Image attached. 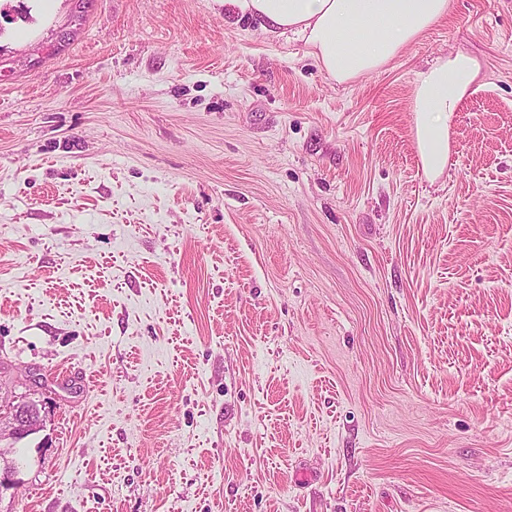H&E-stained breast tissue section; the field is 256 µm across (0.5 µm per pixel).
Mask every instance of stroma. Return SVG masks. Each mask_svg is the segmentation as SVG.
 <instances>
[{
    "mask_svg": "<svg viewBox=\"0 0 512 512\" xmlns=\"http://www.w3.org/2000/svg\"><path fill=\"white\" fill-rule=\"evenodd\" d=\"M31 371L0 512H512V0L342 84L222 0H0V392ZM478 61L465 53L439 58L417 73L414 85L415 142L421 168L429 179L441 175L448 162L449 124L478 81Z\"/></svg>",
    "mask_w": 512,
    "mask_h": 512,
    "instance_id": "obj_1",
    "label": "stroma"
}]
</instances>
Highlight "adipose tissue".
I'll return each instance as SVG.
<instances>
[{
    "label": "adipose tissue",
    "mask_w": 512,
    "mask_h": 512,
    "mask_svg": "<svg viewBox=\"0 0 512 512\" xmlns=\"http://www.w3.org/2000/svg\"><path fill=\"white\" fill-rule=\"evenodd\" d=\"M227 11L264 30L303 42L322 70L344 83L376 72L447 17L450 0H223ZM478 61L465 53L438 59L414 85L415 142L427 178L448 162L449 124L478 81Z\"/></svg>",
    "instance_id": "obj_1"
}]
</instances>
